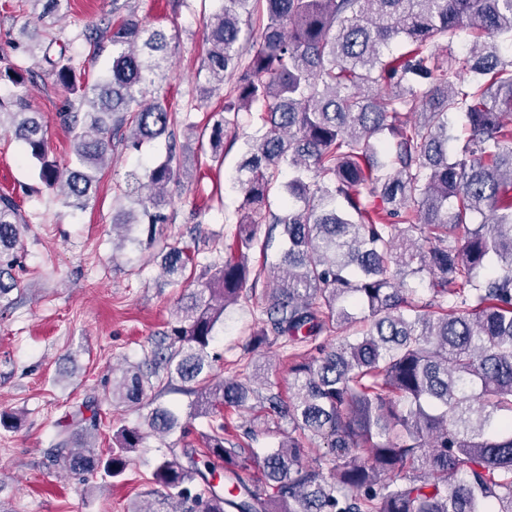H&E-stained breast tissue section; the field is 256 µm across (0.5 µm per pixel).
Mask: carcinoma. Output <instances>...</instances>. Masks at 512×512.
I'll list each match as a JSON object with an SVG mask.
<instances>
[{
    "label": "carcinoma",
    "instance_id": "cac0c4a2",
    "mask_svg": "<svg viewBox=\"0 0 512 512\" xmlns=\"http://www.w3.org/2000/svg\"><path fill=\"white\" fill-rule=\"evenodd\" d=\"M28 2L42 10L21 36L78 102L59 113L74 133V167L49 160L24 95L0 99V128H14L39 179L75 208L88 203L110 152L166 136L165 159L116 193L121 204L147 191L141 217L122 209L112 218L128 232L146 226L138 244L157 243L167 187L180 179L177 113L147 97L165 79L167 37L136 17L131 0H112V13L71 35L41 28L61 0ZM458 32L472 37L465 54L426 52ZM204 40L201 93L234 77L210 159L236 139L241 114L252 128L233 178L237 232L222 263L202 265L210 281L152 344L147 372L133 366L112 382L114 404L138 405L157 386L189 397L186 418L209 419L204 447L185 442L180 412L159 405L146 427L121 426L99 453L84 441L97 428L91 397L56 434V459L117 478L145 432L180 431L183 448L167 449L152 473L156 503L131 512H512V0H224ZM109 48L107 74L81 80ZM27 74L0 68L18 89ZM456 113L468 135L452 152ZM476 213L486 219L472 223ZM24 227L1 194L0 303L14 287ZM256 251L274 260L246 347L289 351L286 401L255 396L256 375L243 370L211 375L215 327L260 277ZM161 257L172 281L198 266L177 240L162 243ZM425 276L429 295L420 297L409 280ZM225 409L253 424L243 438H229ZM282 420L288 436L266 449L260 476L245 475V441ZM307 438L327 448L312 462Z\"/></svg>",
    "mask_w": 512,
    "mask_h": 512
}]
</instances>
